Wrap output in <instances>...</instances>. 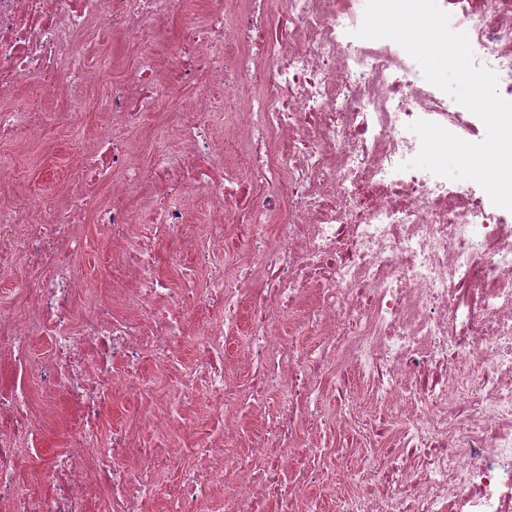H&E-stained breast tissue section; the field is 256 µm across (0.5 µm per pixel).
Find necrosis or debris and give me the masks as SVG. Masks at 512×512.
I'll use <instances>...</instances> for the list:
<instances>
[{
    "mask_svg": "<svg viewBox=\"0 0 512 512\" xmlns=\"http://www.w3.org/2000/svg\"><path fill=\"white\" fill-rule=\"evenodd\" d=\"M185 0H0V139H39L73 120L91 70L79 37L106 26L144 33L183 14ZM181 49L141 43L153 85L179 95L206 81L179 125L159 123L146 164L132 161L130 130L156 104L114 85L118 121L93 149L73 148L47 194L0 193V267L23 268L22 306H0V360L24 373L0 390V503L12 512H512V210L471 180L412 167L437 123L469 141L479 117L428 82L396 42L361 39L366 0H205ZM468 37L474 62L512 100V0H438ZM39 79L46 106L17 97ZM67 111L56 110V103ZM223 113L220 123L211 117ZM244 148L227 171L216 141ZM111 180L113 203L94 186ZM203 212L196 266L180 287L158 271L160 249ZM94 217L107 233L112 303L78 305L88 285L78 261ZM139 224L132 234L131 224ZM241 234L223 268L209 245ZM258 291L243 298L253 277ZM247 304L232 358L226 333ZM49 336L50 362L34 338ZM196 347L194 365L182 362ZM180 364L163 392L143 362ZM142 409L158 444L137 466L126 428L102 436L114 389ZM208 395L217 434L186 451L172 441L185 416L156 414L167 400ZM78 410L71 439L23 472L44 417L33 394ZM278 399L250 441L237 408ZM373 424L375 450L336 459L335 435L353 418ZM112 488L111 502L97 481Z\"/></svg>",
    "mask_w": 512,
    "mask_h": 512,
    "instance_id": "1",
    "label": "necrosis or debris"
}]
</instances>
